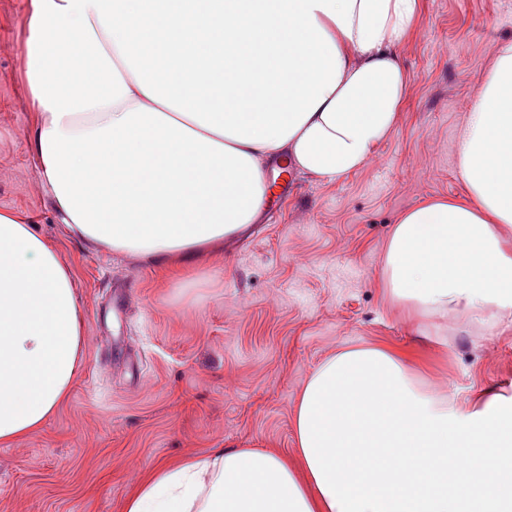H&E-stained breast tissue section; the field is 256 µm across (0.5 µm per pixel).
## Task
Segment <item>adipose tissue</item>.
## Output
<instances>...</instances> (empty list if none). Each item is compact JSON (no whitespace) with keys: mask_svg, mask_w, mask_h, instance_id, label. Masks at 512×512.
Masks as SVG:
<instances>
[{"mask_svg":"<svg viewBox=\"0 0 512 512\" xmlns=\"http://www.w3.org/2000/svg\"><path fill=\"white\" fill-rule=\"evenodd\" d=\"M423 0H32L24 45L39 183L97 246L186 265L255 223L270 160L333 184L396 130L400 48ZM464 197L392 225L383 284L442 344L512 330V42L458 142ZM77 283L20 212L0 213V444L39 430L82 367ZM294 453L216 448L141 477L123 512H512V394L458 401L405 349L323 360Z\"/></svg>","mask_w":512,"mask_h":512,"instance_id":"adipose-tissue-1","label":"adipose tissue"}]
</instances>
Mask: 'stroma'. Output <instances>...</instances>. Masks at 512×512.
<instances>
[{
    "mask_svg": "<svg viewBox=\"0 0 512 512\" xmlns=\"http://www.w3.org/2000/svg\"><path fill=\"white\" fill-rule=\"evenodd\" d=\"M29 0H0V212L26 214L73 271L85 344L70 394L18 446H0V512H123L135 475L215 448L292 453L307 378L337 349L418 350L458 400L512 393V331L449 333L428 349L380 286L397 217L465 185L457 145L512 0H424L401 50L409 94L367 167L333 184L281 175L244 238L163 272L70 233L37 184L36 115L21 53Z\"/></svg>",
    "mask_w": 512,
    "mask_h": 512,
    "instance_id": "1",
    "label": "stroma"
}]
</instances>
